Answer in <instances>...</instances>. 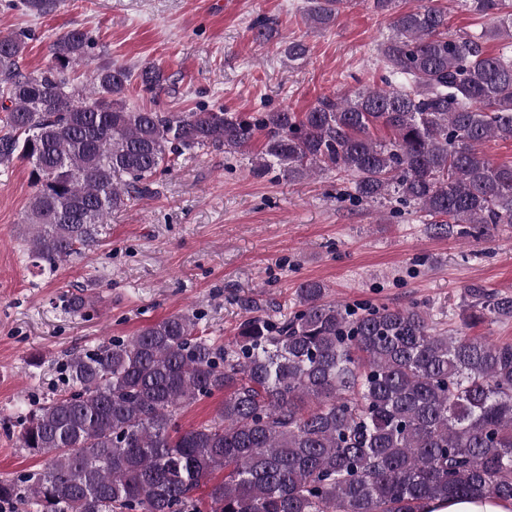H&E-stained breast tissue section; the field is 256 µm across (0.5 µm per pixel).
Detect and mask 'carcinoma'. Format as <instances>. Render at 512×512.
Segmentation results:
<instances>
[{
    "label": "carcinoma",
    "mask_w": 512,
    "mask_h": 512,
    "mask_svg": "<svg viewBox=\"0 0 512 512\" xmlns=\"http://www.w3.org/2000/svg\"><path fill=\"white\" fill-rule=\"evenodd\" d=\"M463 2L491 27L451 33L439 6L392 14L377 47L385 87L249 118L126 106L134 78L147 93L164 88L155 63L100 67L91 95L79 94L69 69L90 49L82 29L56 36L36 71L20 65L27 32L0 36V169L32 165V266L51 273L95 249L112 212L157 194L172 158L241 152L258 132V173L334 170L354 200L419 213L437 237L480 240L512 224V164L483 152L491 138L512 141V0ZM57 4L17 6L43 16ZM350 5L309 0L308 19L326 29ZM307 53L283 42L290 62ZM377 126L394 138L374 140ZM463 298V326L442 331L421 307L359 312L308 280L288 316L249 310L227 343L177 313L75 352L68 388L17 414L19 447L46 462L0 478V512L18 501L31 512H421L431 500H512V343L466 333L512 319V296L474 282ZM91 304L62 300L71 314ZM217 392V415L182 428L184 409ZM217 471L206 505L195 491Z\"/></svg>",
    "instance_id": "carcinoma-1"
}]
</instances>
